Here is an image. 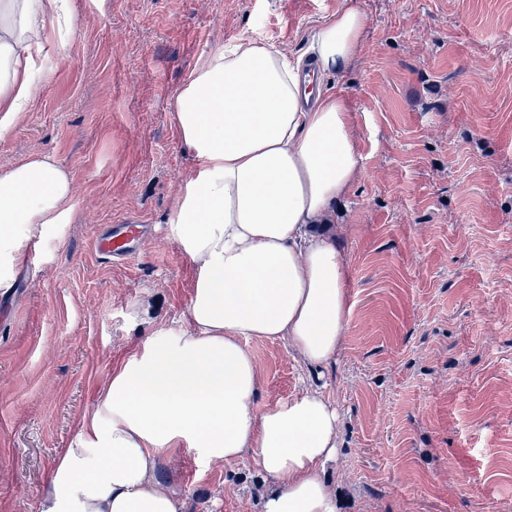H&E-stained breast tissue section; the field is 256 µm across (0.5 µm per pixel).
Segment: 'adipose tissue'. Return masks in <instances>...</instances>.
<instances>
[{
  "instance_id": "ef3b65f1",
  "label": "adipose tissue",
  "mask_w": 512,
  "mask_h": 512,
  "mask_svg": "<svg viewBox=\"0 0 512 512\" xmlns=\"http://www.w3.org/2000/svg\"><path fill=\"white\" fill-rule=\"evenodd\" d=\"M59 0H0V136L30 103L35 58ZM366 28L337 11L312 49L337 74ZM301 61L248 38L207 54L173 97L195 167L179 183L170 236L194 267L186 319L155 326L117 368L50 477L42 512H183L155 478L182 450L206 464L251 456L272 478L261 512H337L325 476L336 408L317 390L258 407L249 339L285 340L312 367L335 361L350 307L327 230L359 155L341 93L309 98ZM73 211L70 172L34 155L0 174V286Z\"/></svg>"
}]
</instances>
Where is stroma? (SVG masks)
<instances>
[{"label": "stroma", "mask_w": 512, "mask_h": 512, "mask_svg": "<svg viewBox=\"0 0 512 512\" xmlns=\"http://www.w3.org/2000/svg\"><path fill=\"white\" fill-rule=\"evenodd\" d=\"M347 0H66L50 70L0 137V173L52 155L71 223L0 288V512H40L58 459L112 370L185 320L194 269L166 220L194 160L171 119L193 66L247 37L291 56ZM366 28L341 75L360 157L331 230L350 312L333 365L253 338L258 406L318 387L340 415L339 512H512V0H354ZM152 227L101 262L99 225ZM138 321H130L132 310ZM184 512H259L243 457L157 472Z\"/></svg>", "instance_id": "1"}]
</instances>
